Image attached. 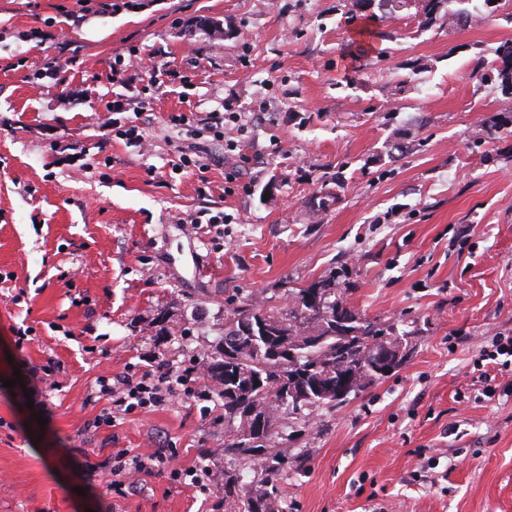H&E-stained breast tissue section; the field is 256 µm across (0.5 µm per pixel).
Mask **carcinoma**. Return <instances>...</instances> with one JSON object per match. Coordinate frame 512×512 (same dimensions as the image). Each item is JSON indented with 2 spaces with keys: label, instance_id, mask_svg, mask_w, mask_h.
Here are the masks:
<instances>
[{
  "label": "carcinoma",
  "instance_id": "cac0c4a2",
  "mask_svg": "<svg viewBox=\"0 0 512 512\" xmlns=\"http://www.w3.org/2000/svg\"><path fill=\"white\" fill-rule=\"evenodd\" d=\"M498 53L508 62L498 75L512 82V42ZM310 297L322 302L323 316L306 314ZM288 344L292 355L283 352ZM386 346L398 357L395 369L403 355L389 328L361 320L326 283L299 290L283 310L254 303L224 324V336L211 345L202 370L224 401V422L233 432L224 455L260 468L248 482L224 472V512H280L278 476L297 458L278 446L276 427L296 414L305 420L307 415L299 414L304 408L312 412L343 403L346 397L325 390L345 374L353 393L386 377L389 371L373 366V352Z\"/></svg>",
  "mask_w": 512,
  "mask_h": 512
}]
</instances>
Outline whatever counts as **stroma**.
I'll use <instances>...</instances> for the list:
<instances>
[{
	"mask_svg": "<svg viewBox=\"0 0 512 512\" xmlns=\"http://www.w3.org/2000/svg\"><path fill=\"white\" fill-rule=\"evenodd\" d=\"M458 8L0 0V512H224L222 401L94 431L96 381L180 374L236 309L329 279L404 361L285 441L283 512H512V369L477 380L512 336V95L481 79L512 0ZM132 58L155 71L113 81ZM50 359L42 426L2 382ZM171 447L209 493L84 468ZM492 347H495L494 350H483L481 356L482 361H489L487 365H495L493 369H497L499 372H502L503 369L507 368L508 365L512 364V338L505 336H498ZM504 356L505 360L500 361L499 357ZM510 357V360L508 359ZM501 368H497V367Z\"/></svg>",
	"mask_w": 512,
	"mask_h": 512,
	"instance_id": "obj_1",
	"label": "stroma"
}]
</instances>
